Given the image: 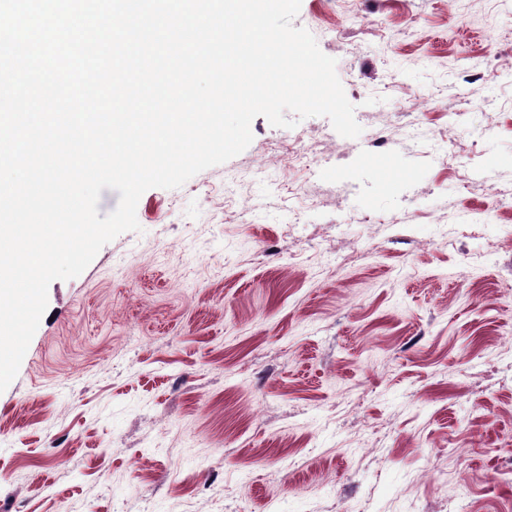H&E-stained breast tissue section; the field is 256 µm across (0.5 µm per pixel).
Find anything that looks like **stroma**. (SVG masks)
<instances>
[{
    "mask_svg": "<svg viewBox=\"0 0 512 512\" xmlns=\"http://www.w3.org/2000/svg\"><path fill=\"white\" fill-rule=\"evenodd\" d=\"M293 25L360 136L256 117L50 284L0 392V512H512V0Z\"/></svg>",
    "mask_w": 512,
    "mask_h": 512,
    "instance_id": "35a3bbf8",
    "label": "stroma"
}]
</instances>
